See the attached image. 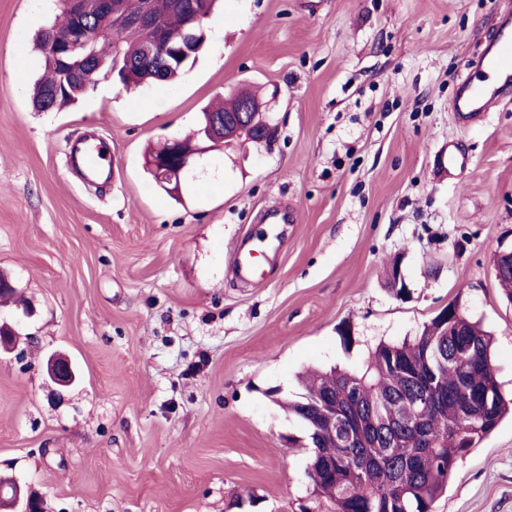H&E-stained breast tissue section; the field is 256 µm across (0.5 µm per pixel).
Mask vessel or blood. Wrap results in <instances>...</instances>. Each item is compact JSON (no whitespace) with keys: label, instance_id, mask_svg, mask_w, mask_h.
<instances>
[{"label":"vessel or blood","instance_id":"1","mask_svg":"<svg viewBox=\"0 0 512 512\" xmlns=\"http://www.w3.org/2000/svg\"><path fill=\"white\" fill-rule=\"evenodd\" d=\"M499 28L498 42L468 63L471 76L452 106L461 125H469L494 104L512 98V16H504ZM74 161L93 177L110 170L108 149L102 143L90 150L75 149Z\"/></svg>","mask_w":512,"mask_h":512}]
</instances>
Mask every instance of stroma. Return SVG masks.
Wrapping results in <instances>:
<instances>
[{
  "mask_svg": "<svg viewBox=\"0 0 512 512\" xmlns=\"http://www.w3.org/2000/svg\"><path fill=\"white\" fill-rule=\"evenodd\" d=\"M57 11L0 0V274L31 309L0 317L32 336L0 356V475L44 512H300L306 430L280 399L305 371L362 369L454 300L494 335L512 390L492 269L512 250V100L466 127L451 110L512 0H224L183 79L129 94L104 72L77 106L36 112L34 39ZM244 84L276 98L270 146L213 153L182 202L158 191L146 149ZM89 134L112 153L96 191L67 165ZM264 236L242 283L236 253ZM54 353L80 373L63 392ZM433 512H512L511 418Z\"/></svg>",
  "mask_w": 512,
  "mask_h": 512,
  "instance_id": "35a3bbf8",
  "label": "stroma"
}]
</instances>
